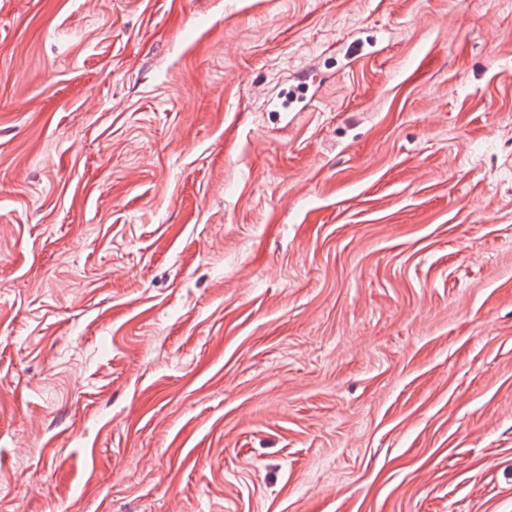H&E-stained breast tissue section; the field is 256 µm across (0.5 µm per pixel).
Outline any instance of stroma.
<instances>
[{"label": "stroma", "instance_id": "stroma-1", "mask_svg": "<svg viewBox=\"0 0 512 512\" xmlns=\"http://www.w3.org/2000/svg\"><path fill=\"white\" fill-rule=\"evenodd\" d=\"M0 512H512V0H0Z\"/></svg>", "mask_w": 512, "mask_h": 512}]
</instances>
